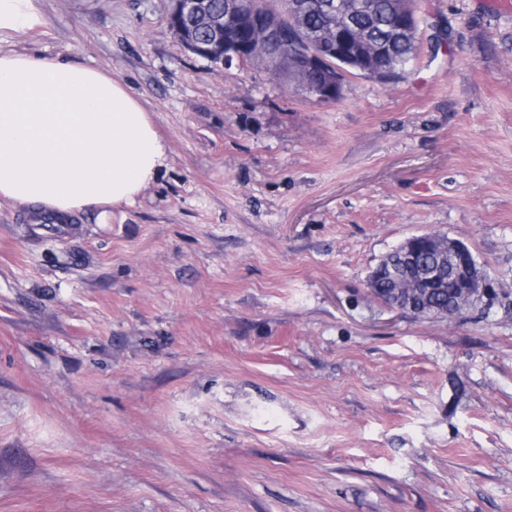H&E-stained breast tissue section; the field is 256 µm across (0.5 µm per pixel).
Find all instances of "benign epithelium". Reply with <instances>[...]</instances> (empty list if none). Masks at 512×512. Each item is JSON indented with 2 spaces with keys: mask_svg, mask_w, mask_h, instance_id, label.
<instances>
[{
  "mask_svg": "<svg viewBox=\"0 0 512 512\" xmlns=\"http://www.w3.org/2000/svg\"><path fill=\"white\" fill-rule=\"evenodd\" d=\"M335 0H296L288 13L277 10L258 12L250 0H224V7L215 12L210 0H170L168 27L174 37L190 53L207 60L213 66L226 69L233 63L264 65L273 53L289 55L297 72L315 73L314 80L304 84L308 95L321 102L336 98L337 81L328 69V57L355 61L361 74L386 83L394 79L391 73L378 74L368 68L369 60L381 51V46L361 29L352 32L330 21L323 26L317 40L309 38L300 18L309 14L336 16ZM433 243L446 251L425 273L424 280L438 286L445 278L454 279L463 288L485 285L486 273L474 259L468 246L457 238L438 233H424L408 238L409 265L415 264L414 244ZM407 287L408 277L379 264L368 275L374 281L383 276Z\"/></svg>",
  "mask_w": 512,
  "mask_h": 512,
  "instance_id": "1",
  "label": "benign epithelium"
}]
</instances>
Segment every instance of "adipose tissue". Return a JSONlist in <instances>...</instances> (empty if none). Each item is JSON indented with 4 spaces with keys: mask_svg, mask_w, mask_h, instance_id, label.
Instances as JSON below:
<instances>
[{
    "mask_svg": "<svg viewBox=\"0 0 512 512\" xmlns=\"http://www.w3.org/2000/svg\"><path fill=\"white\" fill-rule=\"evenodd\" d=\"M165 145L129 89L61 59L0 52V195L56 216L129 203Z\"/></svg>",
    "mask_w": 512,
    "mask_h": 512,
    "instance_id": "obj_1",
    "label": "adipose tissue"
}]
</instances>
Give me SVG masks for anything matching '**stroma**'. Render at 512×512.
<instances>
[{
    "mask_svg": "<svg viewBox=\"0 0 512 512\" xmlns=\"http://www.w3.org/2000/svg\"><path fill=\"white\" fill-rule=\"evenodd\" d=\"M416 0L396 79L332 102L213 68L167 0H34L0 51L120 80L166 145L133 203L0 197V512H512V22ZM462 240L455 321L371 292ZM419 241H427L435 243L436 247L445 250L447 253L448 264L444 260V256L439 257L424 274V280L432 286H438L445 279L446 272L448 278L454 279L462 288H475L480 285L481 292L485 288L486 273L474 259L468 246L457 238H450L447 235L438 233H424L408 238L401 246H409L407 248L406 261L409 265L415 264L416 250L414 244ZM388 274V278L396 281L399 286L398 288H394L393 284H385L384 287L380 291H373L372 293L375 295L383 303L387 304L389 302V295L398 290L407 289L408 285L406 282L409 280L408 277L403 275L401 272H397L395 269L386 270L381 262L374 267L368 275V282L377 280L384 275Z\"/></svg>",
    "mask_w": 512,
    "mask_h": 512,
    "instance_id": "obj_1",
    "label": "stroma"
}]
</instances>
